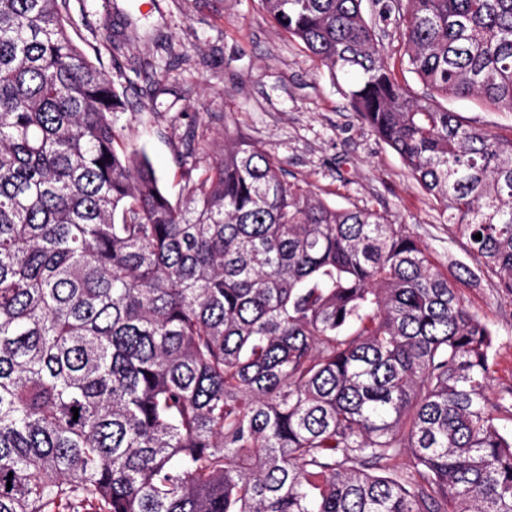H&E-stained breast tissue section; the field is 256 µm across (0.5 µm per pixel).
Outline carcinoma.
<instances>
[{"label": "carcinoma", "mask_w": 512, "mask_h": 512, "mask_svg": "<svg viewBox=\"0 0 512 512\" xmlns=\"http://www.w3.org/2000/svg\"><path fill=\"white\" fill-rule=\"evenodd\" d=\"M70 2L0 0V512H512V387L405 225L238 142L172 203ZM263 3L512 296V139L440 103L512 112V0H375L396 63L362 0ZM371 1L372 0L363 1V13L365 17L375 25L376 32L382 39V46L385 54L390 56L392 60H395L404 52V46L395 31L393 22L381 21L378 16L377 9Z\"/></svg>", "instance_id": "carcinoma-1"}]
</instances>
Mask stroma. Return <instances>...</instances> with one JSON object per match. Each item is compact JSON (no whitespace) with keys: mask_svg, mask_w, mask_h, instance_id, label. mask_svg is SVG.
Instances as JSON below:
<instances>
[{"mask_svg":"<svg viewBox=\"0 0 512 512\" xmlns=\"http://www.w3.org/2000/svg\"><path fill=\"white\" fill-rule=\"evenodd\" d=\"M76 42L124 40L128 57L152 58L167 91L101 69L129 100L114 118L121 142L143 150L171 201L181 198L182 156L205 168L224 139L243 140L283 162L293 180L338 207L368 208L403 224L431 260L456 275L467 309L493 334L494 389L512 385V298L448 236L435 201L398 154L353 112L327 72L267 16L262 0H72ZM465 122L512 138V113L473 100L448 102Z\"/></svg>","mask_w":512,"mask_h":512,"instance_id":"stroma-1","label":"stroma"}]
</instances>
